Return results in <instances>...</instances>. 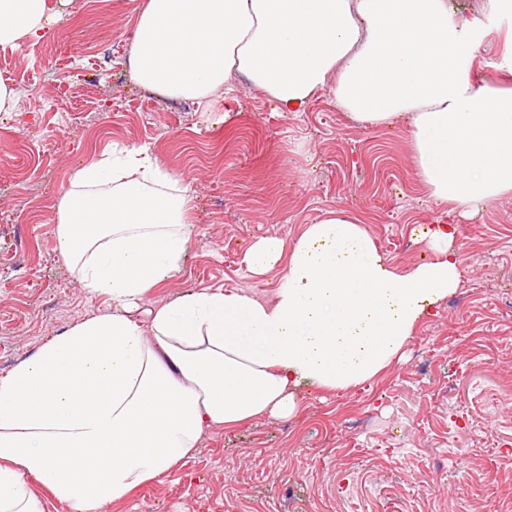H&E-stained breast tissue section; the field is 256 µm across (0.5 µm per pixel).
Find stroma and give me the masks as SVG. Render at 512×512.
Returning a JSON list of instances; mask_svg holds the SVG:
<instances>
[{"mask_svg": "<svg viewBox=\"0 0 512 512\" xmlns=\"http://www.w3.org/2000/svg\"><path fill=\"white\" fill-rule=\"evenodd\" d=\"M141 2L48 0L63 20L0 58L18 91L0 115V376L112 308L79 287L54 238L73 169L112 145H150L192 182L185 258L151 290L157 305L201 287L271 299L284 269L252 274L249 248L293 244L331 210L359 218L401 271L440 259L430 233L453 224L460 287L376 377L343 393L300 385L291 415L208 432L104 512H512V198L461 216L418 177L405 122L356 123L322 93L292 111L242 77L203 105L147 92L127 38ZM448 9L484 24L477 82L512 87V15L491 0ZM79 33L96 48L85 63Z\"/></svg>", "mask_w": 512, "mask_h": 512, "instance_id": "stroma-1", "label": "stroma"}]
</instances>
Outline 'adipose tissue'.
<instances>
[{
	"mask_svg": "<svg viewBox=\"0 0 512 512\" xmlns=\"http://www.w3.org/2000/svg\"><path fill=\"white\" fill-rule=\"evenodd\" d=\"M58 20L47 0H0V48ZM478 20L448 0H145L131 75L173 100L230 94L242 76L296 108L319 93L358 123L405 120L432 197L468 217L512 196V88L475 85ZM190 180L149 146L75 169L58 205L57 250L112 309L51 337L0 377V512H103L162 481L217 427L277 418L307 381L345 392L377 376L462 278L456 227L441 260L398 272L358 219L333 211L293 246L268 237L247 266L286 273L275 296L200 288L134 316L181 268Z\"/></svg>",
	"mask_w": 512,
	"mask_h": 512,
	"instance_id": "ef3b65f1",
	"label": "adipose tissue"
}]
</instances>
